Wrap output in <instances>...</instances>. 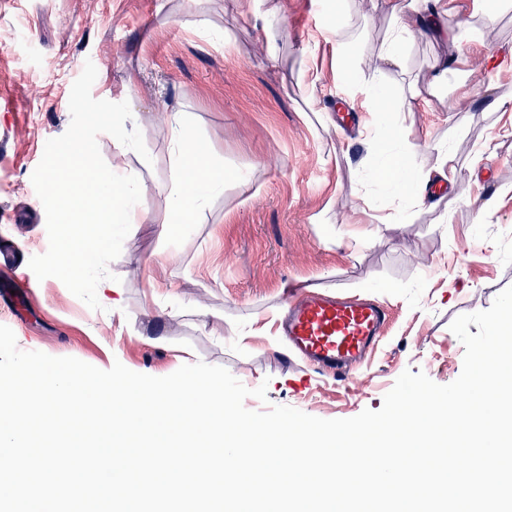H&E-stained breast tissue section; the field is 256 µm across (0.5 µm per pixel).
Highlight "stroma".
I'll return each instance as SVG.
<instances>
[{"mask_svg": "<svg viewBox=\"0 0 512 512\" xmlns=\"http://www.w3.org/2000/svg\"><path fill=\"white\" fill-rule=\"evenodd\" d=\"M326 2L284 0L288 24L273 70L261 59V24L238 0H0V239L17 250L12 266H0V325L20 350L102 370L118 362L157 377L202 361L247 388L266 385L267 402L247 397L248 410L287 405L323 419L380 409L407 370L441 385L460 375L464 347L452 321L489 308L512 286V135H502L507 120L494 107L497 94H512V72L487 74L469 46L424 37L409 44L402 68L386 71V87L399 94L425 83L435 57L455 60L431 110L388 118L397 146H422L419 165L432 164L431 144L445 143L461 175L435 208L409 207L375 174L377 150L359 133L366 114L347 87ZM346 7V41L361 58L376 57L395 24L385 0ZM213 25L230 32L231 44L205 36ZM312 34L318 49L302 55ZM483 37L495 59L512 54V0H503ZM88 61L98 72L93 98L129 94L149 153L144 159L110 135L97 138L104 161L123 154L127 174L145 185L146 221L132 225L108 266L122 289L117 312L89 308L28 266L49 246L31 176L47 140L69 127L71 87ZM312 71L323 75L315 93L328 112L319 131L303 104V77ZM464 81L474 95L460 112L455 90ZM168 107L188 112L226 178L198 223L174 230L166 223ZM241 176L248 187L238 185ZM299 286L369 296L389 310L355 380L337 381L290 350L270 349ZM153 289L179 315L146 312Z\"/></svg>", "mask_w": 512, "mask_h": 512, "instance_id": "stroma-1", "label": "stroma"}]
</instances>
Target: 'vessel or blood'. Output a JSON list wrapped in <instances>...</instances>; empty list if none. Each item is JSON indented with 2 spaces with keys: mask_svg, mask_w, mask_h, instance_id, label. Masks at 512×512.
<instances>
[{
  "mask_svg": "<svg viewBox=\"0 0 512 512\" xmlns=\"http://www.w3.org/2000/svg\"><path fill=\"white\" fill-rule=\"evenodd\" d=\"M387 320L386 309L373 300L312 292L293 306L286 333L307 364L346 381L373 351Z\"/></svg>",
  "mask_w": 512,
  "mask_h": 512,
  "instance_id": "obj_1",
  "label": "vessel or blood"
}]
</instances>
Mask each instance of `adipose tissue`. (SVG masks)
Masks as SVG:
<instances>
[{
	"label": "adipose tissue",
	"instance_id": "adipose-tissue-1",
	"mask_svg": "<svg viewBox=\"0 0 512 512\" xmlns=\"http://www.w3.org/2000/svg\"><path fill=\"white\" fill-rule=\"evenodd\" d=\"M249 12L262 23L265 34L267 62H276L277 40L287 25V16L281 0H241ZM389 10L397 20L390 36L382 46L378 60L369 61L372 74L369 79L357 82L358 93L363 97L362 108L368 114L363 124V135L369 143L381 140L380 116L404 111L409 102L429 105L431 96L448 76V62L435 60L426 90L410 87L408 95H392L382 81L385 68L401 66L409 42L418 35L450 34L453 41H464L481 49L483 31L480 24L466 22L455 32H448L440 0H386ZM164 119L171 132L170 162L171 185L168 189L169 216L172 224H193L207 209L211 199L224 192V168L212 160L202 143L189 131V117L179 108L167 109ZM435 161L430 167L417 164V149L387 155L379 171L388 182L393 194L413 203L424 204L428 187L436 182L457 184L460 173L453 163L447 145L434 147Z\"/></svg>",
	"mask_w": 512,
	"mask_h": 512
}]
</instances>
